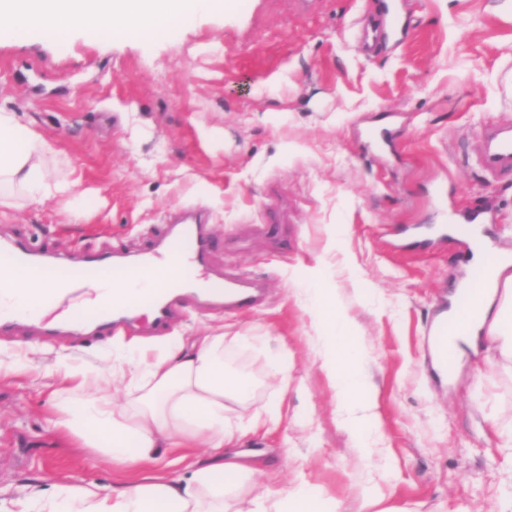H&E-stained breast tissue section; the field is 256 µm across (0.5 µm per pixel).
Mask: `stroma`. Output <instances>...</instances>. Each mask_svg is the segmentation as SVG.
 Listing matches in <instances>:
<instances>
[{
    "label": "stroma",
    "mask_w": 512,
    "mask_h": 512,
    "mask_svg": "<svg viewBox=\"0 0 512 512\" xmlns=\"http://www.w3.org/2000/svg\"><path fill=\"white\" fill-rule=\"evenodd\" d=\"M405 2L404 40L369 54L357 34L375 0H212L147 41L0 27V106L47 140L50 180L72 185L17 195L0 213V243L23 231L53 256H137L170 215L205 209L213 268L261 281L262 301L238 312L190 300L167 333L123 338L189 345L219 327L267 337L264 349L224 346L255 380L252 408L283 415L239 445L259 470L256 491L300 478L323 490L321 512H359L369 491L398 512H507L512 448L494 429L512 425V374L483 348L442 381L428 343L469 242L409 233L479 208L485 235L512 248V174L492 182L474 162L484 129L512 122V0ZM273 210L286 217L275 237L264 231ZM323 258L367 353L368 459L313 349L303 290ZM117 346L0 334L1 502L34 480L116 488L184 474L104 464L47 430L72 397L58 370L109 367ZM271 348L287 357L289 385L272 375Z\"/></svg>",
    "instance_id": "stroma-1"
}]
</instances>
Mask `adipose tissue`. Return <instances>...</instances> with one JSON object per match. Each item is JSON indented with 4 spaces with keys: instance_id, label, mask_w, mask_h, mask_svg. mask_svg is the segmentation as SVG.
<instances>
[{
    "instance_id": "ef3b65f1",
    "label": "adipose tissue",
    "mask_w": 512,
    "mask_h": 512,
    "mask_svg": "<svg viewBox=\"0 0 512 512\" xmlns=\"http://www.w3.org/2000/svg\"><path fill=\"white\" fill-rule=\"evenodd\" d=\"M205 7L206 0H0V23L15 31L39 30L58 41L79 29L97 41L145 39L190 21ZM47 153L41 135L21 125L16 113L0 109V209L13 207L17 190L32 198L68 191V183L48 179ZM473 263L488 268L487 292L478 318L464 326L461 336L467 342L486 338L512 363V254L492 263L479 250ZM311 278L305 308L315 324V346L334 382L340 419L367 454L371 448L363 422L372 403L362 370L364 353L325 267L314 269ZM42 289V283L20 279L9 261L0 259V303L18 309ZM224 342L220 331L199 337L188 349L173 338L160 352L134 346L132 368L66 370L64 378L82 397L47 420L49 430L76 437L115 465L156 463L163 449L200 443L221 455L220 463L193 468L186 478L147 479L107 492L69 484L48 495L27 485L12 500V512H234L233 503L255 470L245 454L235 452L242 430L228 423L227 414L247 412L251 428L266 430L278 428L282 414L276 408L250 411L253 384L225 364ZM119 387L129 393L121 404L112 397ZM314 498V489L300 481L285 491L263 492L252 512H315Z\"/></svg>"
}]
</instances>
